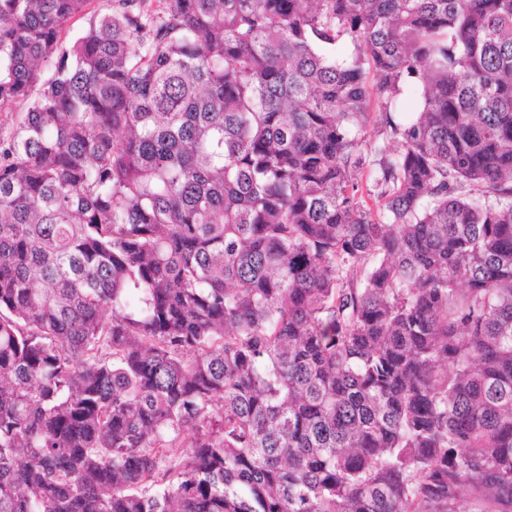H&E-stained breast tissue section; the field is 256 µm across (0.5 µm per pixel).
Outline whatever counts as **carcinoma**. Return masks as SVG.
Returning <instances> with one entry per match:
<instances>
[{
  "instance_id": "obj_1",
  "label": "carcinoma",
  "mask_w": 512,
  "mask_h": 512,
  "mask_svg": "<svg viewBox=\"0 0 512 512\" xmlns=\"http://www.w3.org/2000/svg\"><path fill=\"white\" fill-rule=\"evenodd\" d=\"M118 2L0 0V512H512V0ZM118 5V2H113V0H94L90 6V10L93 12H102L105 13L112 9V7H115ZM80 16L74 18L70 23V28H68L63 35V42L62 45L65 47L68 45L70 39L74 36H76L77 33H79L82 29H84L88 21L91 17V14ZM371 114L365 126L366 139L372 145H382L389 141H393L390 134V128L385 126L383 121L384 114L383 108L380 104H374L370 110Z\"/></svg>"
}]
</instances>
